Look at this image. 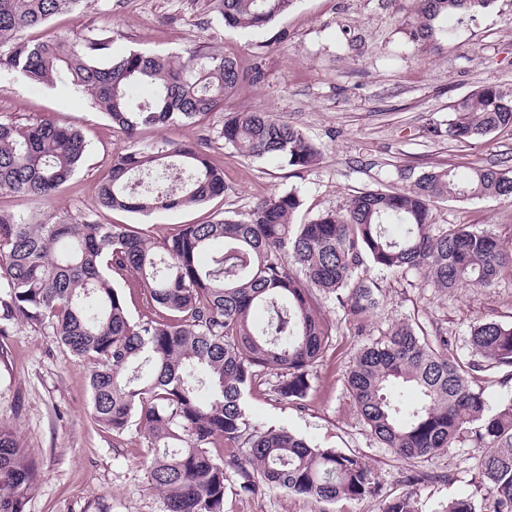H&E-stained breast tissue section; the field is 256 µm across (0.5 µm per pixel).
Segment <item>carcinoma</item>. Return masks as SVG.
I'll use <instances>...</instances> for the list:
<instances>
[{
  "instance_id": "cac0c4a2",
  "label": "carcinoma",
  "mask_w": 512,
  "mask_h": 512,
  "mask_svg": "<svg viewBox=\"0 0 512 512\" xmlns=\"http://www.w3.org/2000/svg\"><path fill=\"white\" fill-rule=\"evenodd\" d=\"M83 0H0V68L38 84L63 83L130 140L96 184L109 211L151 214L224 195V170L198 143L139 146L143 128L199 124L244 78L236 58L191 49L179 56L109 53L105 38L39 32ZM224 26L264 28L295 0H215ZM411 41L449 34L448 16L470 18L496 0H413ZM140 86L152 88L143 101ZM448 136L467 141L512 131V96L487 84L453 106ZM219 138L252 158L298 171L321 152L296 126L265 112H234ZM87 152L82 133L55 119H0V191L44 201L68 183ZM512 199V169L475 166L422 172L407 188L366 190L338 210L294 223L298 193L276 194L245 218L178 224L151 237L131 224H27L0 215V335L21 322L52 331L89 367L92 413L113 435L134 428L151 448L147 480L164 512H224L226 466L247 461L240 490L282 489L315 502L378 496L361 456L321 448L283 427L258 426L247 399L267 384L280 400L307 406L329 356L331 299L363 330L379 306L370 267L413 271L444 291L492 285L512 269V239L466 224L432 223L441 199ZM141 308L131 318L128 301ZM265 311L257 323L252 314ZM474 359L407 319L359 347L347 392L381 445L422 462L468 440L483 449L479 472L488 512H512V398L494 411L474 388L478 373L512 367V325L470 331ZM276 381H271V378ZM39 471L15 430L0 424V512H24ZM381 512H418L411 493L386 496Z\"/></svg>"
}]
</instances>
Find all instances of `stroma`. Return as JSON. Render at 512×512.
I'll list each match as a JSON object with an SVG mask.
<instances>
[{
  "instance_id": "stroma-1",
  "label": "stroma",
  "mask_w": 512,
  "mask_h": 512,
  "mask_svg": "<svg viewBox=\"0 0 512 512\" xmlns=\"http://www.w3.org/2000/svg\"><path fill=\"white\" fill-rule=\"evenodd\" d=\"M413 0H296L288 12L255 32L225 27L213 0H83L54 16L48 33L107 37L111 52L132 49L163 55L191 48L236 57L247 80L222 109L199 125L147 129L139 141L201 140L223 168V196L200 205L150 215L102 209L96 182L106 160L127 144L88 98L64 84H34L0 69V116L20 120L56 117L80 130L85 162L53 198L33 202L0 192V213L35 224L67 220L135 224L161 236L179 224L203 223L218 213L246 215L276 193L296 191L300 218L342 207L367 189H402L423 171L452 165L512 167V133L459 142L448 135L456 101L485 84L512 94V0L474 19L449 18L451 37L423 48L410 42L406 22ZM257 111L300 128L321 150L313 168L300 172L276 159H252L217 140L233 112ZM436 224H472L512 238V202L499 199L440 201ZM380 305L357 334L334 302L324 314L335 327L333 352L317 370L307 407L275 395L249 399L255 424L295 431L323 448L363 456L382 495L416 490L419 512H441L451 499L468 497L485 507L476 460L480 449L462 441L427 462L412 463L372 438L345 388L354 351L393 322L409 319L431 335L447 336L454 355L471 356L470 330L478 320L512 325V272L489 287L448 293L415 273L371 269ZM89 369L46 329L21 325L0 336V423L11 425L40 480L25 512H163L151 489L149 450L136 431L115 436L94 420ZM225 512H380L379 497L339 499L320 505L281 490L241 492L237 466L227 468ZM420 475L410 485V475Z\"/></svg>"
}]
</instances>
